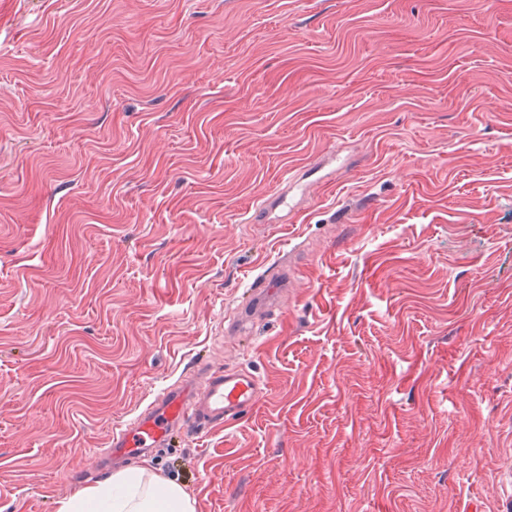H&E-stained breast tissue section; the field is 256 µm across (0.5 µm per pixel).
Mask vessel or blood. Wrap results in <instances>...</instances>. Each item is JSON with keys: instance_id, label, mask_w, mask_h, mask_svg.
<instances>
[{"instance_id": "obj_1", "label": "vessel or blood", "mask_w": 512, "mask_h": 512, "mask_svg": "<svg viewBox=\"0 0 512 512\" xmlns=\"http://www.w3.org/2000/svg\"><path fill=\"white\" fill-rule=\"evenodd\" d=\"M285 286L278 276H258L252 282L251 307L276 305ZM266 393L253 370L202 367L161 389L135 416L112 432L100 452L101 468L110 471L155 455L173 436L185 430L204 433L248 418Z\"/></svg>"}]
</instances>
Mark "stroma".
Instances as JSON below:
<instances>
[{"label":"stroma","instance_id":"obj_1","mask_svg":"<svg viewBox=\"0 0 512 512\" xmlns=\"http://www.w3.org/2000/svg\"><path fill=\"white\" fill-rule=\"evenodd\" d=\"M199 363L268 393L143 459L195 512H506L512 0H0V512ZM283 288H288V278L281 281L276 275L256 276L252 282L250 310L276 305L285 291Z\"/></svg>","mask_w":512,"mask_h":512}]
</instances>
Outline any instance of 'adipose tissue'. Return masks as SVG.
<instances>
[{"mask_svg": "<svg viewBox=\"0 0 512 512\" xmlns=\"http://www.w3.org/2000/svg\"><path fill=\"white\" fill-rule=\"evenodd\" d=\"M59 512H195V508L178 484L159 482L139 467L83 489L65 500Z\"/></svg>", "mask_w": 512, "mask_h": 512, "instance_id": "1", "label": "adipose tissue"}]
</instances>
